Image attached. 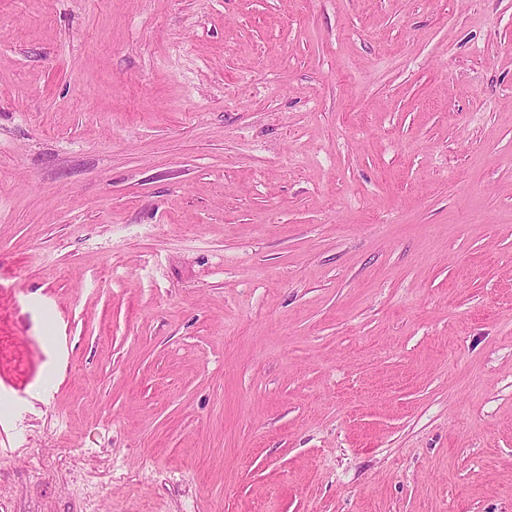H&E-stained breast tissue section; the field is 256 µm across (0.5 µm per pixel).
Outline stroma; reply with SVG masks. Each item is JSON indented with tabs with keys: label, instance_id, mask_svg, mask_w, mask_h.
<instances>
[{
	"label": "stroma",
	"instance_id": "obj_1",
	"mask_svg": "<svg viewBox=\"0 0 512 512\" xmlns=\"http://www.w3.org/2000/svg\"><path fill=\"white\" fill-rule=\"evenodd\" d=\"M0 512H512V0H0Z\"/></svg>",
	"mask_w": 512,
	"mask_h": 512
}]
</instances>
